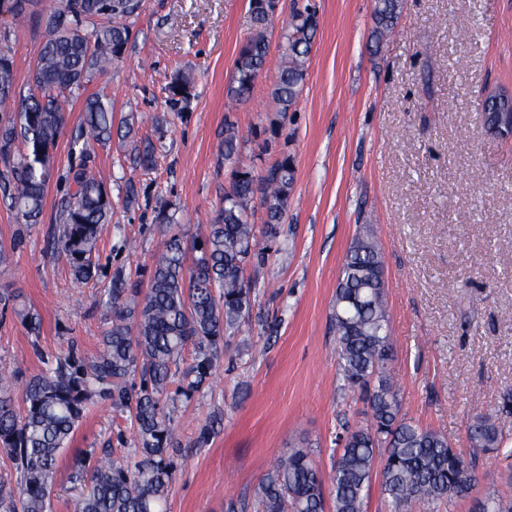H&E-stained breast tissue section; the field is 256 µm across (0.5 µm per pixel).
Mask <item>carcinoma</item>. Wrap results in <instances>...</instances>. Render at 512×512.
<instances>
[{
  "label": "carcinoma",
  "instance_id": "cac0c4a2",
  "mask_svg": "<svg viewBox=\"0 0 512 512\" xmlns=\"http://www.w3.org/2000/svg\"><path fill=\"white\" fill-rule=\"evenodd\" d=\"M141 0H52L46 11V36L32 71L28 94L17 90L9 35L0 38V202L35 224L44 210L56 170L53 149L65 132L66 104L122 58L130 40L127 21ZM275 0H250L253 32L235 62L236 86L230 94L248 99L268 53L265 32ZM402 0H376L371 38L380 43L393 32ZM317 31L316 12L293 15L285 39L286 60L272 96L282 114L297 103L306 79V61ZM190 79L178 75L167 87L171 98H186ZM112 105L93 93L84 100L80 123L70 141L71 162L64 181L51 243L52 257L66 263L74 279L86 283L97 270L99 225L112 218V200L97 179L90 145L112 140ZM119 138L143 170L154 168L156 147L136 139L128 123ZM237 152L233 124L224 127V160ZM295 166L286 155L266 175L232 173L230 190L217 217L194 237L199 252L186 265L183 238L168 234L175 223L170 209L157 210L155 221L165 236L148 288L116 270L103 291L101 305L110 326L100 349L84 356L69 350L47 360L45 372L30 379L16 408L11 390L15 372L0 365V455L10 459L16 482L0 481V512H52L51 491L60 453L72 438L88 406L109 401L133 414L135 428L122 457L79 459L75 480L83 483L76 512H166L175 466V402L200 390L224 354V337L240 332L255 305L246 283L248 264L262 261L263 248L249 223L254 199L266 208L268 232L276 233L288 207ZM383 261L375 235L363 227L347 251L332 302V329L343 389L367 393L370 424L337 436L330 491L309 459L297 448L279 458L255 492V512H367V493L376 452L383 451L381 490L390 512H411L424 501L438 510L452 506L476 486L470 462L451 448L448 437L400 416L398 389L389 370L391 343L383 298ZM28 332L39 336L40 316L16 311ZM194 357L180 369L187 346ZM471 447L499 452L498 430L482 418L468 427ZM474 512H512V501L497 492L476 501Z\"/></svg>",
  "mask_w": 512,
  "mask_h": 512
}]
</instances>
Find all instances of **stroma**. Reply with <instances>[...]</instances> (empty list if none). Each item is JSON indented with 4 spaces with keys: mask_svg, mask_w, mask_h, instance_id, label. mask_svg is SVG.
Here are the masks:
<instances>
[{
    "mask_svg": "<svg viewBox=\"0 0 512 512\" xmlns=\"http://www.w3.org/2000/svg\"><path fill=\"white\" fill-rule=\"evenodd\" d=\"M317 12L318 31L296 105L281 114L271 91L287 52L292 15ZM375 0H279L269 51L247 100L235 101V61L250 32L249 0H143L131 18L123 59L87 93L112 103L115 121H167L157 167L143 174L119 141L94 145L98 177L113 215L99 234L96 277L74 283L48 244L64 195L50 185L40 223H20L0 204V363L17 387L40 374L43 356L75 347L96 352L107 327L96 299L116 268L148 281L160 250L159 204L176 211L173 229L192 238L215 219L232 170L264 175L278 158L296 167L287 213L265 237V261L247 266L254 317L224 348L207 384L180 399L174 419L177 467L167 512H226L250 500L277 456L308 449L331 470L342 426L368 424L359 393H342L331 329L332 300L359 225H372L384 263L393 349L391 374L401 414L444 433L475 457L478 484L456 512L501 487L512 449V139L487 132L483 93L512 91V0H402L392 36L375 44ZM19 89H26L45 39L39 7L7 17ZM192 83L187 100L166 91L177 73ZM239 148L224 158V123ZM137 200L126 205L125 189ZM41 317L32 338L14 310ZM483 417L502 434L501 450L479 453L467 426ZM127 414L90 407L58 459L53 512H75L76 459L123 448ZM207 442H200V434Z\"/></svg>",
    "mask_w": 512,
    "mask_h": 512,
    "instance_id": "obj_1",
    "label": "stroma"
}]
</instances>
